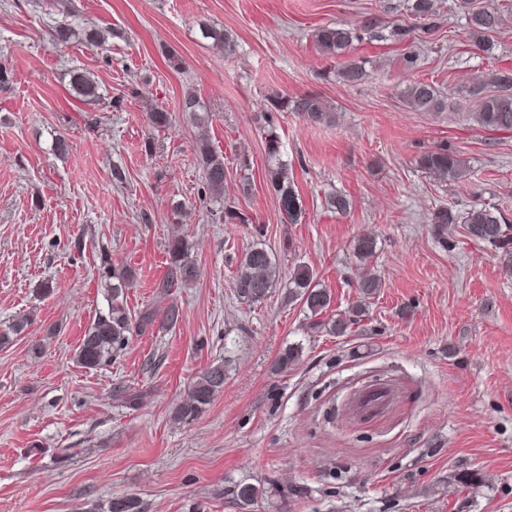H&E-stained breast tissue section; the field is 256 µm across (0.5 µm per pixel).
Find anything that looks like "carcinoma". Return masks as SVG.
I'll use <instances>...</instances> for the list:
<instances>
[{"label":"carcinoma","instance_id":"cac0c4a2","mask_svg":"<svg viewBox=\"0 0 512 512\" xmlns=\"http://www.w3.org/2000/svg\"><path fill=\"white\" fill-rule=\"evenodd\" d=\"M458 8L463 12L469 38L474 45L481 46L480 40L501 29L508 22V13L493 4L480 6L477 0H458ZM413 16L430 21L435 16L434 0H413ZM377 28V20L366 19L360 29L345 25H328L317 29L313 42L324 56L342 62L341 74L349 84H356L366 76L365 66L345 60L353 42L361 38V33L372 32ZM202 36L214 41L216 46L229 55L234 44L224 33L212 28H201ZM491 90L479 101L475 112L467 117L477 126L491 131H512V70L496 69L487 81ZM72 87L82 98H95L98 95V83L87 73L73 76ZM405 100L410 108L418 112L439 114L448 111L449 97L434 84L423 80L410 82L405 90ZM296 112L304 121L321 125L333 119L332 110L317 96L301 97L276 96L269 101L267 110L257 116L261 128L266 130V149L269 157L268 181L273 190L280 194L283 208L292 217L297 213L295 195L288 186V162L283 160L282 143L276 133L275 117L279 112ZM182 115L199 129L195 142L198 166L202 171V183L209 199L221 207L224 222L246 224L248 218L243 213L224 203V154L218 151L206 134L205 127L209 118L203 102L189 91L182 99ZM421 170L438 176L442 181H455L465 176L467 167L460 154L448 149L446 145L431 148L416 159ZM464 224L467 237L491 246L501 254L506 266L512 271V224L506 223L501 212L492 207H474L459 216L450 207H440L432 212L430 223L442 245H448L444 231L450 224ZM375 240L367 235L361 236L356 244L360 261L368 262L374 256ZM169 264L167 271L159 281L157 288L162 295L171 294L175 288L185 287L197 279L199 270L190 258L187 241L174 237L168 243ZM236 274L232 280V292L235 299L248 306L257 305L271 293L282 281L281 269L275 255L262 246H253L236 260ZM112 280L108 311L101 313L87 326L76 352V360L84 368L95 369L112 362L113 357L123 350L130 337L143 333L154 323L160 326H172L179 317L180 310L171 305L158 314L147 309L138 317H133L127 306V290L132 288L135 273L127 267L111 268L108 272ZM314 274L309 267L298 265L288 272V297L304 301L311 316L317 317L331 307L332 295L313 285ZM365 303L358 301L347 310L339 312L326 320L312 323V329L321 330L331 336H344L351 326L359 324L366 317ZM225 365H211L200 372L190 383L187 398L178 403L173 411V420L192 421L198 418L215 396L224 389ZM275 493L285 500L299 502L308 497L309 489L303 484L278 487ZM231 499L240 509L253 507L265 497L267 490L261 483L240 481L228 489ZM107 512H142V503L134 495L116 497L109 502Z\"/></svg>","mask_w":512,"mask_h":512}]
</instances>
